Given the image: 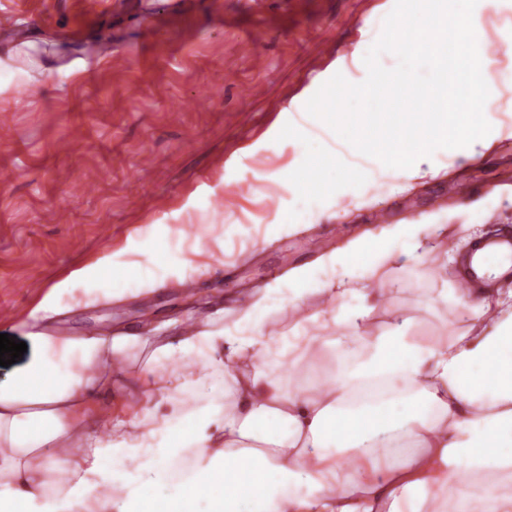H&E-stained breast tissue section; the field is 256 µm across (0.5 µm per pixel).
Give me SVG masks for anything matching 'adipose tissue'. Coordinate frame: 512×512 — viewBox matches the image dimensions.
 <instances>
[{
	"label": "adipose tissue",
	"mask_w": 512,
	"mask_h": 512,
	"mask_svg": "<svg viewBox=\"0 0 512 512\" xmlns=\"http://www.w3.org/2000/svg\"><path fill=\"white\" fill-rule=\"evenodd\" d=\"M511 14L512 0H423L397 14L449 24V79L483 112L446 132L427 112L375 140L302 102L303 120L286 131L300 150L284 210L300 216L304 203L360 198L371 182L434 177L483 155L505 128L490 79L512 88V67L494 70L487 47L512 46V25L497 22ZM467 230L388 224L257 289L225 327H193L156 348L150 364L170 370L151 373L135 410L107 432L94 402L112 386L105 366L141 338L25 333L26 356L0 379V512H512V289L476 297L425 278L431 255L462 247ZM138 247L151 269L102 256L54 285L41 312L154 289L181 261L165 237ZM389 267L409 273L418 308L464 311L467 331L418 341L399 317L376 328L393 294L379 280ZM281 313L291 327L269 333ZM301 363L289 384L283 367Z\"/></svg>",
	"instance_id": "1"
}]
</instances>
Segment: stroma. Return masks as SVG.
Masks as SVG:
<instances>
[{
  "mask_svg": "<svg viewBox=\"0 0 512 512\" xmlns=\"http://www.w3.org/2000/svg\"><path fill=\"white\" fill-rule=\"evenodd\" d=\"M399 0H0L15 38L0 41V334L22 336L53 285L111 254L141 265L135 239L167 229L182 263L164 286L77 307L49 319L68 336L135 334L146 346L116 363L121 373L101 408L137 402L146 361L188 325L229 322L236 298L390 223L467 224L471 237L512 235V135L483 157L430 178H392L361 199L329 201L290 232L281 224L288 188L278 174L297 155L284 131L295 101L310 98L350 59L367 22ZM262 22L266 45L237 49ZM487 185L471 203L449 198L458 184ZM442 199L439 208L425 205ZM419 206L407 213L404 203ZM244 235L225 237L226 225ZM390 315L417 336L468 328L457 310L416 308L408 278L388 269ZM196 288L188 292L186 281Z\"/></svg>",
  "mask_w": 512,
  "mask_h": 512,
  "instance_id": "1",
  "label": "stroma"
}]
</instances>
